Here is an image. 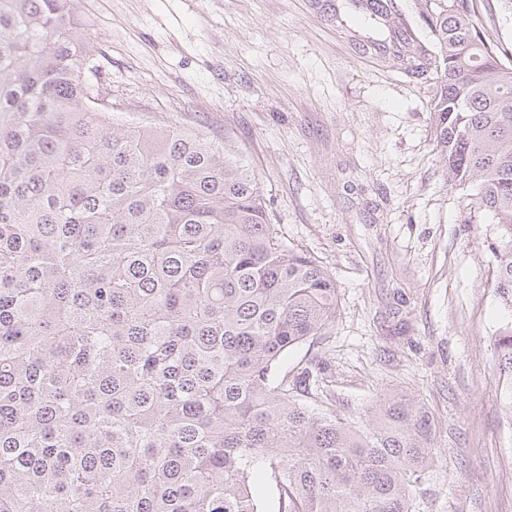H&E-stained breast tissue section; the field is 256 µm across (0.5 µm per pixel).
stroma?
<instances>
[{
    "mask_svg": "<svg viewBox=\"0 0 512 512\" xmlns=\"http://www.w3.org/2000/svg\"><path fill=\"white\" fill-rule=\"evenodd\" d=\"M370 0H80L88 76L116 117L174 122L235 145L275 223L338 288L327 335L289 352L318 364L310 403L359 420L388 391L435 420L420 512H512V420L495 340L512 322L489 250L493 220L450 187L435 148L434 79H417L339 22ZM394 28L429 43L439 0H397ZM512 59V11L472 0Z\"/></svg>",
    "mask_w": 512,
    "mask_h": 512,
    "instance_id": "stroma-1",
    "label": "stroma"
}]
</instances>
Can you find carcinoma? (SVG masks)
<instances>
[{"instance_id": "obj_1", "label": "carcinoma", "mask_w": 512, "mask_h": 512, "mask_svg": "<svg viewBox=\"0 0 512 512\" xmlns=\"http://www.w3.org/2000/svg\"><path fill=\"white\" fill-rule=\"evenodd\" d=\"M77 0H0V512H416L435 421L389 392L362 423L299 392L288 350L326 335L337 287L272 222L253 169L175 123L94 102ZM393 0L368 24L393 62L436 74L448 185L494 220L512 304V65L443 0L430 53ZM511 381L512 326L496 339Z\"/></svg>"}]
</instances>
